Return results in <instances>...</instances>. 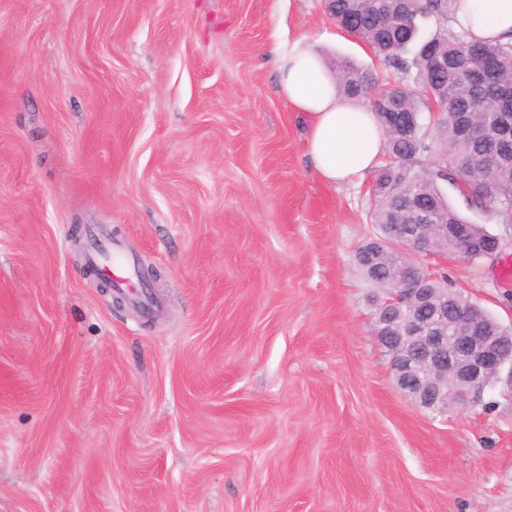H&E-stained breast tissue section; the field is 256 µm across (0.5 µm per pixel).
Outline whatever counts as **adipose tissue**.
Returning <instances> with one entry per match:
<instances>
[{
  "mask_svg": "<svg viewBox=\"0 0 512 512\" xmlns=\"http://www.w3.org/2000/svg\"><path fill=\"white\" fill-rule=\"evenodd\" d=\"M450 24L473 40L512 42V0H455ZM275 68L284 100L306 122L316 175L332 185L364 179L384 151L370 108L338 93L321 50L307 38L278 50Z\"/></svg>",
  "mask_w": 512,
  "mask_h": 512,
  "instance_id": "obj_1",
  "label": "adipose tissue"
}]
</instances>
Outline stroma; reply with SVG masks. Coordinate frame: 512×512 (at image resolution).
I'll use <instances>...</instances> for the list:
<instances>
[{"label":"stroma","instance_id":"35a3bbf8","mask_svg":"<svg viewBox=\"0 0 512 512\" xmlns=\"http://www.w3.org/2000/svg\"><path fill=\"white\" fill-rule=\"evenodd\" d=\"M324 3L0 0V512H512V387L398 390L373 179L322 183L280 97L300 36L398 81ZM432 266L512 326L499 261ZM89 260L111 280L115 288H139L133 282L136 275L130 260L118 248L113 247L112 239L103 233L98 234L96 244L89 253ZM93 265L86 264L85 275L95 279L102 292H108L112 288L111 283Z\"/></svg>","mask_w":512,"mask_h":512}]
</instances>
